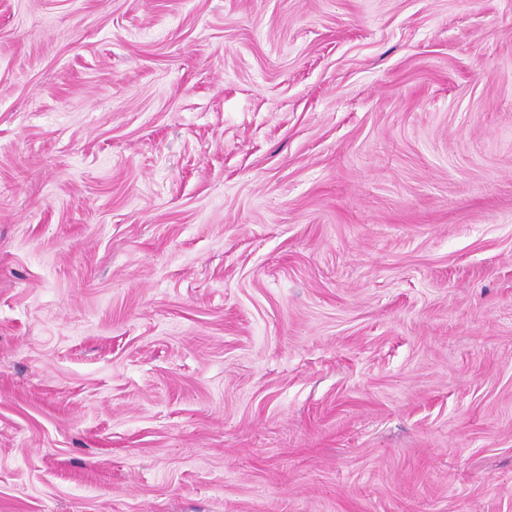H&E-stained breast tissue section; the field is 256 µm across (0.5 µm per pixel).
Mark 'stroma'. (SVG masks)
<instances>
[{
  "label": "stroma",
  "instance_id": "35a3bbf8",
  "mask_svg": "<svg viewBox=\"0 0 512 512\" xmlns=\"http://www.w3.org/2000/svg\"><path fill=\"white\" fill-rule=\"evenodd\" d=\"M0 512H512V0H0Z\"/></svg>",
  "mask_w": 512,
  "mask_h": 512
}]
</instances>
